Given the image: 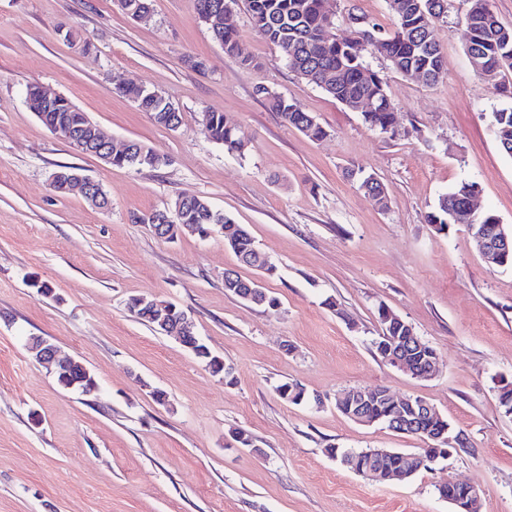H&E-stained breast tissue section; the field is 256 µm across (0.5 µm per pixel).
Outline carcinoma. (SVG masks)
Here are the masks:
<instances>
[{
	"label": "carcinoma",
	"mask_w": 512,
	"mask_h": 512,
	"mask_svg": "<svg viewBox=\"0 0 512 512\" xmlns=\"http://www.w3.org/2000/svg\"><path fill=\"white\" fill-rule=\"evenodd\" d=\"M226 0H197L198 17L204 18L207 10L222 12L219 24L211 31L229 57L239 56L238 14H223ZM321 0H245L246 10L256 32L277 45L283 59L296 75L312 84L343 105L351 106L361 98L370 100L373 107L363 113V119L371 128L384 132L394 119L395 107L387 92V81L383 75L367 68L364 53L369 52L385 58L397 74L431 84L442 78L445 72L443 54L435 40V26L439 19L448 13V0H388L394 17V28L385 30L378 24L365 20L360 33L371 32L375 39L355 45L330 39L325 30V20L321 14ZM467 9L459 23L457 35L464 44L472 66L488 80L494 81L505 68H512V28L499 20L490 18L488 5L491 0H466ZM122 96L132 101L143 112L150 115L153 122L169 128V119L181 120L180 113L162 94L149 91L135 84L118 87ZM269 109L278 113L290 126L312 140H320L326 135L324 128L315 118L295 103L266 87L257 89ZM26 102L33 112L41 113L39 120L49 132L57 129L83 131L85 113L70 106L47 107L38 85L27 86ZM495 135L502 151L512 158V107L498 110L493 118ZM203 127L207 136L224 147L228 154L243 155L247 144L238 135L236 127L224 113L207 111L203 114ZM129 155L115 159L112 165L139 168H160L169 159L148 148L144 144L129 141ZM360 187L374 193L376 204L387 207L386 189L371 175L364 177ZM479 193L478 183L462 181L441 194L434 209L427 213L429 224L445 227L454 223L451 214L462 215L469 198ZM179 212L176 222L196 224L201 234L218 224V233L224 244L230 248L241 264L256 268L267 276L276 274L275 264L257 247L249 230L238 224L230 216L215 211L203 196H178L167 206ZM252 281L242 277L235 270L224 273V290L241 299L250 291ZM388 312L385 307L378 310L382 332L388 337L401 336L406 340V349L411 354L412 367L423 370L430 357L426 347L422 350L413 344L407 323L393 318L383 320ZM205 352L197 358L215 375L228 378L230 369L219 362L218 356L198 345ZM280 396L294 404H320V399L310 396L298 384L284 383L277 388Z\"/></svg>",
	"instance_id": "obj_1"
}]
</instances>
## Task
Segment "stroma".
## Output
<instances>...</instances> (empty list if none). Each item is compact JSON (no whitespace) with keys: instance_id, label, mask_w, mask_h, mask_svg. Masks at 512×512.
<instances>
[{"instance_id":"35a3bbf8","label":"stroma","mask_w":512,"mask_h":512,"mask_svg":"<svg viewBox=\"0 0 512 512\" xmlns=\"http://www.w3.org/2000/svg\"><path fill=\"white\" fill-rule=\"evenodd\" d=\"M335 2L337 38L351 35L352 6L392 25L386 0ZM466 8L453 0L436 25L446 61L437 83L367 56L406 131L392 138L298 78L246 10L234 59L197 0H153L138 21L114 0H0V512H453L436 491L450 478L480 489L481 512H512V417L497 391L512 380V269L486 264L464 226L440 232L425 220L442 193L473 180L479 208L512 226V158L491 128L512 105V69L493 84L476 73L456 34ZM61 23L92 51L64 41ZM32 83L67 96L115 144L141 141L168 165L114 167L53 136L26 104ZM124 83L169 98L180 128L156 126L118 93ZM260 86L309 112L325 137L283 122ZM208 110L236 124L244 155L207 137ZM62 165L97 181L109 209L56 193ZM361 172L386 186L387 208L360 188ZM179 195L206 197L249 227L278 267L263 282L277 307L225 292L238 261L221 235L165 240L131 222ZM133 297L185 310L231 377L132 316ZM382 306L434 349L432 379L378 357ZM32 336L80 361L97 390L61 388L28 352ZM285 382L322 406L281 398ZM376 386L426 399L466 448L402 482L343 466L331 449L428 445L337 410L338 393ZM236 428L260 452L232 441Z\"/></svg>"}]
</instances>
